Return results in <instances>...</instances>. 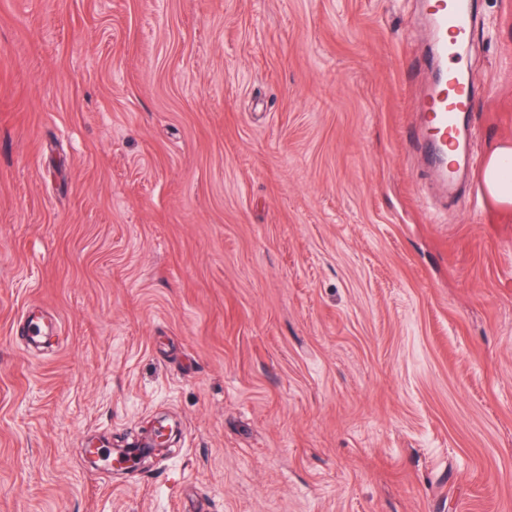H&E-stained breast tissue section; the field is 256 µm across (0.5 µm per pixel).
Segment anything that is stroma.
<instances>
[{
    "label": "stroma",
    "mask_w": 512,
    "mask_h": 512,
    "mask_svg": "<svg viewBox=\"0 0 512 512\" xmlns=\"http://www.w3.org/2000/svg\"><path fill=\"white\" fill-rule=\"evenodd\" d=\"M429 45L423 0H0V512H512V210L426 159ZM462 64L482 162L512 0Z\"/></svg>",
    "instance_id": "1"
}]
</instances>
